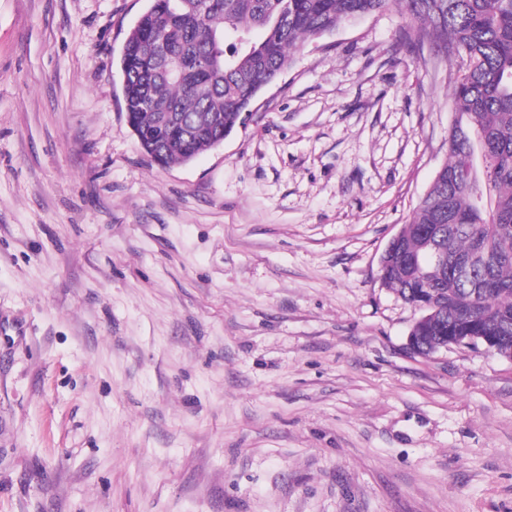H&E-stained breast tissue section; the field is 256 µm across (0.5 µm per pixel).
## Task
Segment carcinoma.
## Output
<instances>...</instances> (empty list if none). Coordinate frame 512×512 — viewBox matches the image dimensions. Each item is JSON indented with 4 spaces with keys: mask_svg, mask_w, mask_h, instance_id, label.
Here are the masks:
<instances>
[{
    "mask_svg": "<svg viewBox=\"0 0 512 512\" xmlns=\"http://www.w3.org/2000/svg\"><path fill=\"white\" fill-rule=\"evenodd\" d=\"M387 8L407 36L476 65L453 89L449 161L390 241L380 280L423 311L413 351L485 336L512 357V0H149L119 62L127 123L158 165L185 164L233 132L305 40ZM478 237L490 258L463 281L457 264ZM433 246L448 264L419 268Z\"/></svg>",
    "mask_w": 512,
    "mask_h": 512,
    "instance_id": "obj_1",
    "label": "carcinoma"
}]
</instances>
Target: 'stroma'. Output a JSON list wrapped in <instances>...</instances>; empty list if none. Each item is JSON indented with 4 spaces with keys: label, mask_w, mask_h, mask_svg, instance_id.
<instances>
[{
    "label": "stroma",
    "mask_w": 512,
    "mask_h": 512,
    "mask_svg": "<svg viewBox=\"0 0 512 512\" xmlns=\"http://www.w3.org/2000/svg\"><path fill=\"white\" fill-rule=\"evenodd\" d=\"M146 0H0V512H512V358L429 357L379 259L462 63L384 11L157 166Z\"/></svg>",
    "instance_id": "35a3bbf8"
}]
</instances>
